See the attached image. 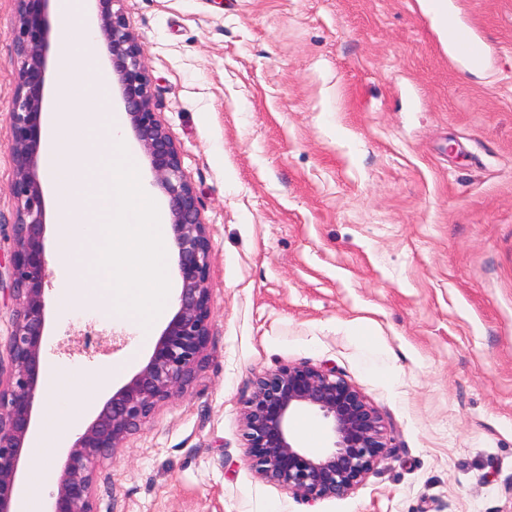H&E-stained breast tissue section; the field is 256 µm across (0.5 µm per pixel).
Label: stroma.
<instances>
[{
  "label": "stroma",
  "mask_w": 512,
  "mask_h": 512,
  "mask_svg": "<svg viewBox=\"0 0 512 512\" xmlns=\"http://www.w3.org/2000/svg\"><path fill=\"white\" fill-rule=\"evenodd\" d=\"M122 0L211 239V336L183 393L99 467L96 512H512V0ZM14 0H0V265L12 252ZM45 357L97 372L149 338L46 310ZM135 364H128L131 351ZM336 372L388 450L347 497L261 479L256 375Z\"/></svg>",
  "instance_id": "stroma-1"
}]
</instances>
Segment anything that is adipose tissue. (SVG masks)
<instances>
[{
	"instance_id": "ef3b65f1",
	"label": "adipose tissue",
	"mask_w": 512,
	"mask_h": 512,
	"mask_svg": "<svg viewBox=\"0 0 512 512\" xmlns=\"http://www.w3.org/2000/svg\"><path fill=\"white\" fill-rule=\"evenodd\" d=\"M76 375L75 369L54 367L47 387L42 395L43 415L48 422L55 424L59 436L50 438L41 434H32L33 457L38 463H46L55 454L63 442L64 436L80 429L84 418L97 406L104 391L113 379L119 377L118 369L108 368L97 372L91 378L88 389L80 396H72L71 385Z\"/></svg>"
}]
</instances>
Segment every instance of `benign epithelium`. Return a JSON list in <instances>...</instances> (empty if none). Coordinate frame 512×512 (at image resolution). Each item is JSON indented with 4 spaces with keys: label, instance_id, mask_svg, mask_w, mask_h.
Listing matches in <instances>:
<instances>
[{
    "label": "benign epithelium",
    "instance_id": "7a95c632",
    "mask_svg": "<svg viewBox=\"0 0 512 512\" xmlns=\"http://www.w3.org/2000/svg\"><path fill=\"white\" fill-rule=\"evenodd\" d=\"M49 2L15 0L16 20L8 33L16 54L9 149L15 165L12 193L17 211L8 270L15 302L7 341L10 371L7 379L0 378V512L14 508L24 444L35 401L43 393L47 256L37 157L50 48ZM97 2L96 40L103 44L131 129L168 200L181 289L178 309L146 366L112 394L68 449L49 512H96L97 466L122 447L159 403L183 389L210 338L211 242L196 190L184 174L180 149L154 110L142 44L124 13L113 9L117 0ZM253 384L242 423L246 456L261 479L306 500L345 497L384 458L383 420L336 372L287 364L257 375ZM304 409L330 422L332 447L313 451L293 437L292 419Z\"/></svg>",
    "mask_w": 512,
    "mask_h": 512
}]
</instances>
